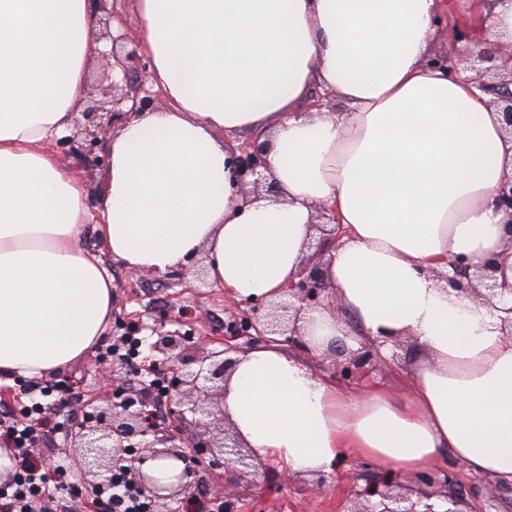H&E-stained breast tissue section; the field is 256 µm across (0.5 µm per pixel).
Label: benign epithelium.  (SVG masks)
Here are the masks:
<instances>
[{"label": "benign epithelium", "mask_w": 512, "mask_h": 512, "mask_svg": "<svg viewBox=\"0 0 512 512\" xmlns=\"http://www.w3.org/2000/svg\"><path fill=\"white\" fill-rule=\"evenodd\" d=\"M440 21L450 32L451 40L461 46L463 62L473 59L489 62L485 70L470 66L478 87L494 96L492 104L502 115L505 134L512 138V51L497 54L476 50L474 30L465 19L443 16ZM102 30L96 42L111 44L108 50L97 54L109 61L110 71H120L121 78L106 76L109 84L103 89V99L94 101L81 110L85 132V148L95 149L98 135H107L111 125L126 123L143 112L157 109L159 92L148 85L149 61L133 48L135 37L125 22L111 14L101 21ZM234 177L244 198L264 190L278 194L276 183L261 171L265 167L266 143L259 140L239 147ZM496 207L512 218V176L503 175L496 187ZM316 225L321 236L309 243L312 253L299 268L295 278L283 289L282 298L266 306L264 314L244 313L234 322V328L224 336L220 349H207L194 344L192 336L178 330L166 329L161 322L152 328L156 340L150 349L166 365L165 393L175 424L162 427L148 416L152 396L142 393L136 397L126 394L122 377H113L115 387L111 396L98 403L90 400L83 404L85 417L70 432V447L76 449L88 475L110 478L119 473L132 485L144 490L150 498V509L174 499L191 488L190 478L199 476L202 469L224 470V475H241L258 463L249 449L235 433L220 429L219 435L207 437L210 425H224V381L230 376L236 359L228 354L248 350V344L238 340L253 337L270 343L290 347L301 342L298 321L301 313L317 307L331 309L337 302L335 292L327 278V255L340 246L343 227L334 214L324 206L316 208ZM454 275L438 274L459 298L482 301L492 310L497 309L494 299L506 289L498 281V265L489 261L480 270L470 272L462 261L452 262ZM332 358L334 375L348 380L366 367L382 362L376 347L364 344L357 350L335 340L326 350ZM174 459L183 468L177 482L161 484L144 470L150 460ZM454 479L446 472L430 469L419 474L408 484L396 478L377 475L362 486L350 487L358 508L353 512H437L431 500L436 498L451 504L444 512H460L458 498L451 488ZM380 501H372V497Z\"/></svg>", "instance_id": "1"}]
</instances>
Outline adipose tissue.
<instances>
[{
  "mask_svg": "<svg viewBox=\"0 0 512 512\" xmlns=\"http://www.w3.org/2000/svg\"><path fill=\"white\" fill-rule=\"evenodd\" d=\"M482 48L512 43V0H465ZM453 0H136L151 80L168 103L108 143L98 228L129 268L165 273L205 255L211 282L278 299L315 236L317 205L345 234L331 254L336 309L305 312L319 354L334 340L412 339L406 392L354 394L264 343L238 355L224 418L263 461L326 473L354 456L412 478L441 451L512 489V341L504 311L456 297L438 273L497 258L512 283V174L490 95L465 65L427 58ZM90 0H0V374L67 366L103 335L112 280L82 246L87 186L52 152L87 95ZM347 112L304 108L312 86ZM261 133L280 198L243 202L232 134ZM495 204L499 210L504 211L509 217L510 222L507 224L509 228V238L512 240V176L503 174L496 187Z\"/></svg>",
  "mask_w": 512,
  "mask_h": 512,
  "instance_id": "ef3b65f1",
  "label": "adipose tissue"
}]
</instances>
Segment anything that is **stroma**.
Here are the masks:
<instances>
[{
  "label": "stroma",
  "instance_id": "35a3bbf8",
  "mask_svg": "<svg viewBox=\"0 0 512 512\" xmlns=\"http://www.w3.org/2000/svg\"><path fill=\"white\" fill-rule=\"evenodd\" d=\"M64 161L85 179L86 206L90 212H98L105 161H95L78 153L65 156ZM80 236L84 248L101 259L112 278V317L92 350L69 367L56 371V378L67 381L71 393L65 407H49V418L77 417L81 404L111 392L110 378L100 360L132 330H139L141 337L147 339L151 336V326L178 321L184 328L194 330L195 341L207 343L228 332L236 313L253 308L252 303L225 295L223 288L198 287L196 264L181 267L176 276L144 272L135 277L123 261L103 249L95 225H84ZM34 452L48 463L63 465L68 483H80L79 456L70 448L65 430L52 432L48 443L36 444ZM434 466L458 478L460 489L468 499L469 512H512L511 495L500 491L487 478L468 472L451 454L441 453ZM366 469V464L351 457L337 471L329 473L324 485H317L314 477L296 474L288 484L275 488L271 485L270 473L258 468L248 476L249 496L236 500L235 507L237 512H334L340 506L344 512H349L351 504L344 501L343 496L351 483L356 482L358 474Z\"/></svg>",
  "mask_w": 512,
  "mask_h": 512
}]
</instances>
